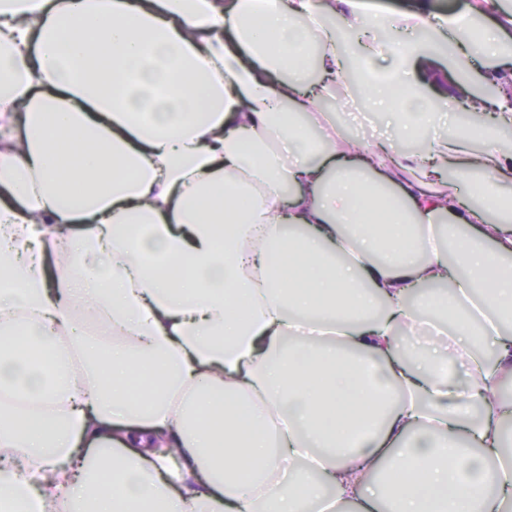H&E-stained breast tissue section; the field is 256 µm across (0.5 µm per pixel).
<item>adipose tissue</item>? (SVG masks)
Returning <instances> with one entry per match:
<instances>
[{
	"label": "adipose tissue",
	"mask_w": 512,
	"mask_h": 512,
	"mask_svg": "<svg viewBox=\"0 0 512 512\" xmlns=\"http://www.w3.org/2000/svg\"><path fill=\"white\" fill-rule=\"evenodd\" d=\"M511 28L512 0H0V395L40 405L0 402V512H512V109L406 155L320 109L354 59L406 133L481 115Z\"/></svg>",
	"instance_id": "obj_1"
}]
</instances>
